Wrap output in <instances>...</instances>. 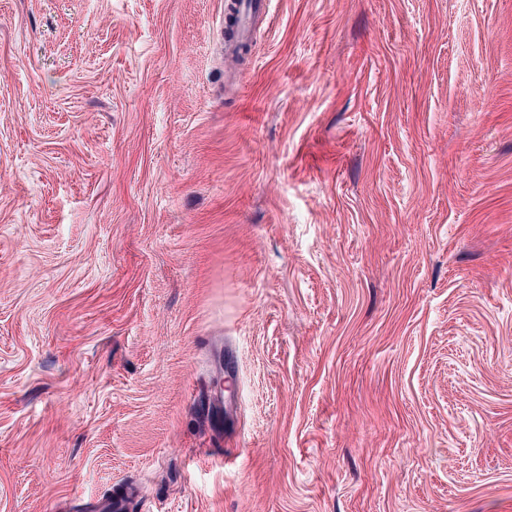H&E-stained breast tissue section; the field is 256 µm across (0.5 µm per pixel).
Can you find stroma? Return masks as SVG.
I'll return each mask as SVG.
<instances>
[{
    "label": "stroma",
    "mask_w": 512,
    "mask_h": 512,
    "mask_svg": "<svg viewBox=\"0 0 512 512\" xmlns=\"http://www.w3.org/2000/svg\"><path fill=\"white\" fill-rule=\"evenodd\" d=\"M229 2L0 0V512H512V0Z\"/></svg>",
    "instance_id": "stroma-1"
}]
</instances>
